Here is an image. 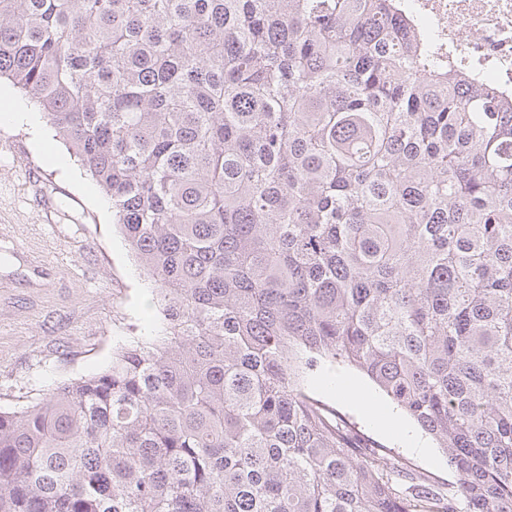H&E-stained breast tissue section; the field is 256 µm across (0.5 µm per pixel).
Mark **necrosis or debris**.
Listing matches in <instances>:
<instances>
[{
	"label": "necrosis or debris",
	"instance_id": "necrosis-or-debris-1",
	"mask_svg": "<svg viewBox=\"0 0 512 512\" xmlns=\"http://www.w3.org/2000/svg\"><path fill=\"white\" fill-rule=\"evenodd\" d=\"M428 37L437 62L448 63L512 95V0H399Z\"/></svg>",
	"mask_w": 512,
	"mask_h": 512
}]
</instances>
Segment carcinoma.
<instances>
[{
	"instance_id": "carcinoma-1",
	"label": "carcinoma",
	"mask_w": 512,
	"mask_h": 512,
	"mask_svg": "<svg viewBox=\"0 0 512 512\" xmlns=\"http://www.w3.org/2000/svg\"><path fill=\"white\" fill-rule=\"evenodd\" d=\"M2 77L166 328L0 410V512H512V100L397 0H0ZM336 360L456 489L305 391Z\"/></svg>"
}]
</instances>
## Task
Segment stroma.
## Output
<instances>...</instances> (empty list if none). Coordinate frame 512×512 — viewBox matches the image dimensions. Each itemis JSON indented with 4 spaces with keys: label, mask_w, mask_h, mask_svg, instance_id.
I'll return each mask as SVG.
<instances>
[{
    "label": "stroma",
    "mask_w": 512,
    "mask_h": 512,
    "mask_svg": "<svg viewBox=\"0 0 512 512\" xmlns=\"http://www.w3.org/2000/svg\"><path fill=\"white\" fill-rule=\"evenodd\" d=\"M42 135L0 123V408L38 401L95 375L118 342L163 333L153 284L102 210L106 195L50 124ZM368 379L321 363L304 385L361 439L399 457L405 472L454 482L440 449L425 456L378 428L350 399Z\"/></svg>",
    "instance_id": "35a3bbf8"
}]
</instances>
